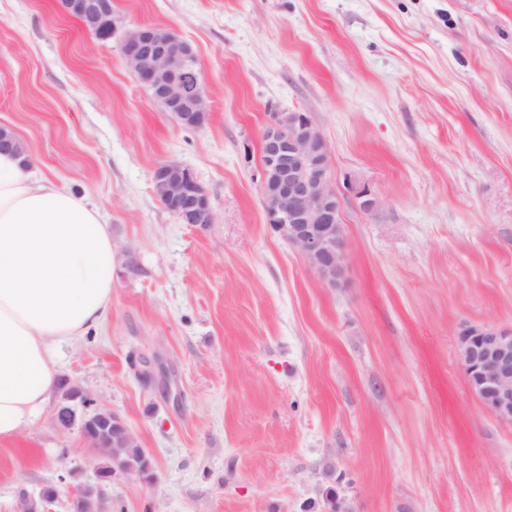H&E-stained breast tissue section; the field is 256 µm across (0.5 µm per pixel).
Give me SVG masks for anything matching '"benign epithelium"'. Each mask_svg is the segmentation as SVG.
Instances as JSON below:
<instances>
[{
	"label": "benign epithelium",
	"mask_w": 512,
	"mask_h": 512,
	"mask_svg": "<svg viewBox=\"0 0 512 512\" xmlns=\"http://www.w3.org/2000/svg\"><path fill=\"white\" fill-rule=\"evenodd\" d=\"M61 9L83 29L103 33L114 29L112 0H60ZM125 62L143 85L156 91V99L177 112L179 123L201 128L208 105L196 53L175 31L143 25L127 33L120 44ZM261 184L276 179L271 197L263 198L269 223L319 273L333 281L343 269L346 253L341 234L342 197L329 177L328 145L301 112L283 125L278 113H268L261 136ZM157 195L182 224L213 223L208 195L194 173L176 162L159 164L153 172ZM465 374L472 390L499 419L512 423V328L468 327L458 333ZM53 421L61 430L79 431L87 448L109 457L112 442L135 443V434L122 418L79 384L68 382ZM57 498L50 485L39 497L26 496L19 512H48Z\"/></svg>",
	"instance_id": "obj_1"
}]
</instances>
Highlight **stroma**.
I'll use <instances>...</instances> for the list:
<instances>
[{
	"mask_svg": "<svg viewBox=\"0 0 512 512\" xmlns=\"http://www.w3.org/2000/svg\"><path fill=\"white\" fill-rule=\"evenodd\" d=\"M114 17L102 41L58 0H0V125L112 229V313L56 350L152 458L150 478L113 475L112 512H325L330 488L351 512H512V424L471 390L457 336L512 328V0H114ZM141 25L193 46L202 128L122 58ZM275 111L327 142L336 283L267 221ZM165 161L212 224L163 206ZM60 398L0 444V512L48 485L67 512L95 483L105 460L55 426ZM157 195L182 224H212L214 213L208 195L194 173L176 162L159 164L153 172Z\"/></svg>",
	"mask_w": 512,
	"mask_h": 512,
	"instance_id": "35a3bbf8",
	"label": "stroma"
}]
</instances>
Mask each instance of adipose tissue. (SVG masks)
<instances>
[{
  "mask_svg": "<svg viewBox=\"0 0 512 512\" xmlns=\"http://www.w3.org/2000/svg\"><path fill=\"white\" fill-rule=\"evenodd\" d=\"M114 250L98 207L0 153V444L47 403L55 348L111 313Z\"/></svg>",
  "mask_w": 512,
  "mask_h": 512,
  "instance_id": "obj_1",
  "label": "adipose tissue"
}]
</instances>
